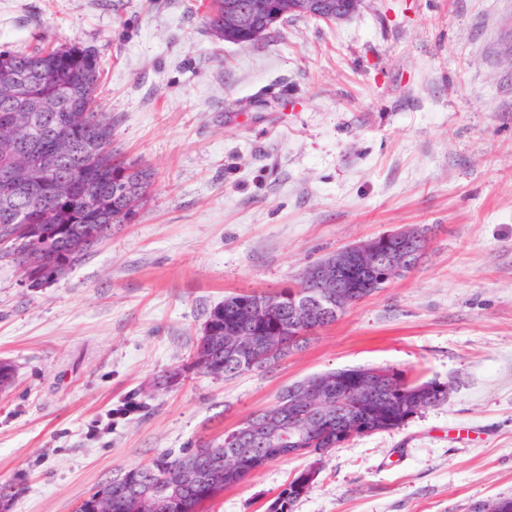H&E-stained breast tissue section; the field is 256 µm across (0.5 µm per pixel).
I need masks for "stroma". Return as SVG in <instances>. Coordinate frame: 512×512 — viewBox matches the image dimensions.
<instances>
[{
  "label": "stroma",
  "instance_id": "obj_1",
  "mask_svg": "<svg viewBox=\"0 0 512 512\" xmlns=\"http://www.w3.org/2000/svg\"><path fill=\"white\" fill-rule=\"evenodd\" d=\"M209 0H0V48L94 52L120 158L147 168L137 218L64 277L27 287L0 259V483L10 512H76L121 472L223 438L288 385L389 368L446 402L324 455L268 463L201 512H473L512 498V0H363L292 17L260 48L225 42ZM418 264L266 368L193 364L225 295L295 286L387 231ZM178 370L172 389L153 380ZM138 411L93 437L128 400Z\"/></svg>",
  "mask_w": 512,
  "mask_h": 512
}]
</instances>
